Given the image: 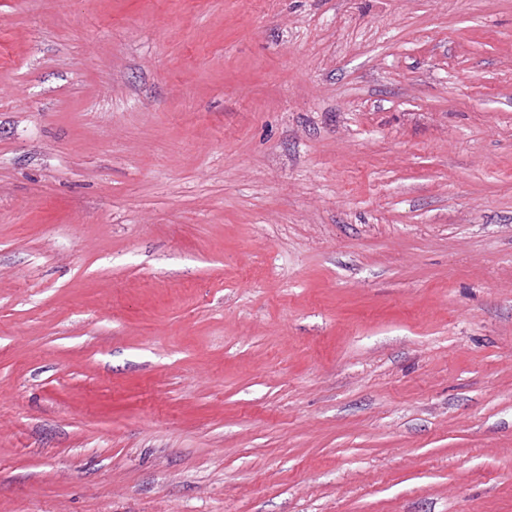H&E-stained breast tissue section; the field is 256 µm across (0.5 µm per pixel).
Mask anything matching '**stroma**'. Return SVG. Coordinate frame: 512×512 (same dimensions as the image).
I'll return each instance as SVG.
<instances>
[{"label":"stroma","instance_id":"stroma-1","mask_svg":"<svg viewBox=\"0 0 512 512\" xmlns=\"http://www.w3.org/2000/svg\"><path fill=\"white\" fill-rule=\"evenodd\" d=\"M0 512H512V0H0Z\"/></svg>","mask_w":512,"mask_h":512}]
</instances>
